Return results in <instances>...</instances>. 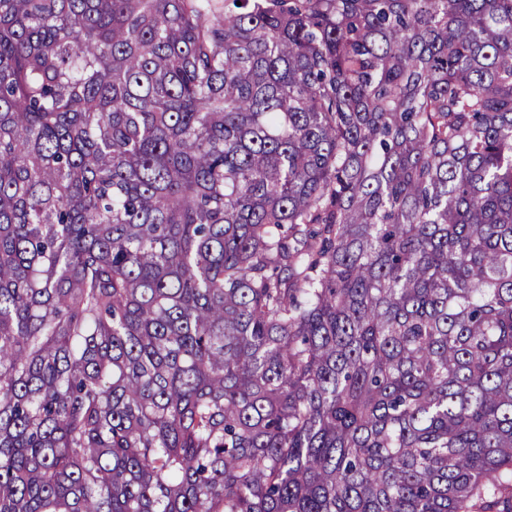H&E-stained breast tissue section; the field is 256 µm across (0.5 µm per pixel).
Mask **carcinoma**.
<instances>
[{"instance_id": "obj_1", "label": "carcinoma", "mask_w": 512, "mask_h": 512, "mask_svg": "<svg viewBox=\"0 0 512 512\" xmlns=\"http://www.w3.org/2000/svg\"><path fill=\"white\" fill-rule=\"evenodd\" d=\"M0 512H512V0H0Z\"/></svg>"}]
</instances>
